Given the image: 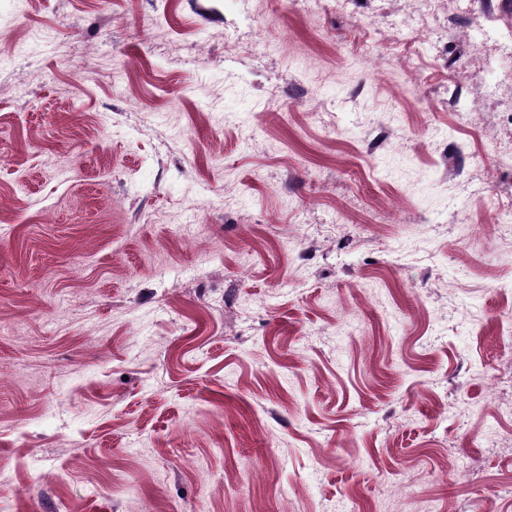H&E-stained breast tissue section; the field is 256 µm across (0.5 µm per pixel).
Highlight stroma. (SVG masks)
I'll use <instances>...</instances> for the list:
<instances>
[{
    "mask_svg": "<svg viewBox=\"0 0 512 512\" xmlns=\"http://www.w3.org/2000/svg\"><path fill=\"white\" fill-rule=\"evenodd\" d=\"M478 28L512 72V0H0V512H512Z\"/></svg>",
    "mask_w": 512,
    "mask_h": 512,
    "instance_id": "35a3bbf8",
    "label": "stroma"
}]
</instances>
